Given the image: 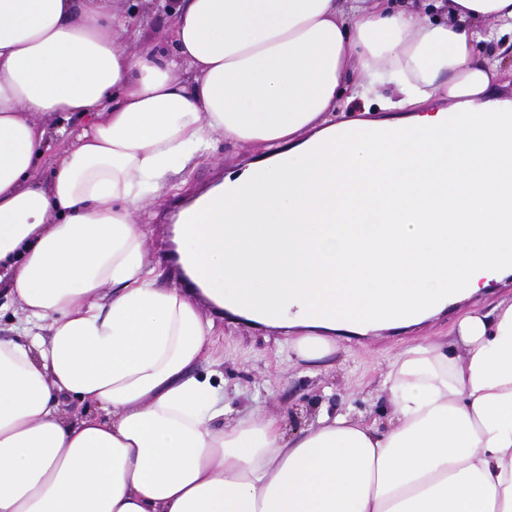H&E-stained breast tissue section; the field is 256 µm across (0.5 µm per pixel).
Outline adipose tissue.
Here are the masks:
<instances>
[{"label":"adipose tissue","mask_w":512,"mask_h":512,"mask_svg":"<svg viewBox=\"0 0 512 512\" xmlns=\"http://www.w3.org/2000/svg\"><path fill=\"white\" fill-rule=\"evenodd\" d=\"M173 12L171 53L135 54L114 0H0V286L25 313L0 338V512H512V299L396 354L384 425L287 435L193 375L211 326L157 287L133 222L219 133L266 157L180 244L214 302L305 327L298 359L479 293L512 272V102L477 50L512 36V0Z\"/></svg>","instance_id":"obj_1"}]
</instances>
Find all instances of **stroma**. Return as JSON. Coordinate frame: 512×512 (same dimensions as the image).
Returning <instances> with one entry per match:
<instances>
[{"instance_id": "stroma-1", "label": "stroma", "mask_w": 512, "mask_h": 512, "mask_svg": "<svg viewBox=\"0 0 512 512\" xmlns=\"http://www.w3.org/2000/svg\"><path fill=\"white\" fill-rule=\"evenodd\" d=\"M131 23L140 36L129 51L146 45L170 46L173 16L158 10L155 0H126ZM260 155L259 148L236 144L214 135L208 153L194 159L163 188L146 213L135 221L146 238L147 260L162 287H176L175 278L162 265L159 253L165 209L180 197L209 186L214 180L245 169ZM512 298V283L496 284L470 301L444 309L430 319L399 331L340 338L335 352L319 364L297 361L287 330L273 329L228 315L218 319L200 308L212 325L210 347L195 372L210 377L233 415H266L278 418L286 432L306 427L323 409H351L359 418L386 420L390 401L379 387L389 360L407 345L448 340V332L465 311L488 310L499 300Z\"/></svg>"}]
</instances>
